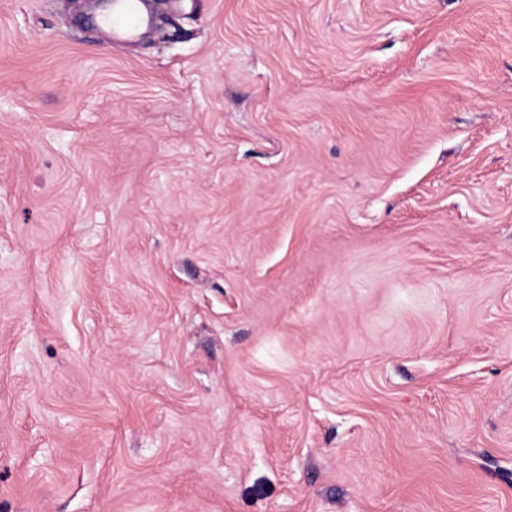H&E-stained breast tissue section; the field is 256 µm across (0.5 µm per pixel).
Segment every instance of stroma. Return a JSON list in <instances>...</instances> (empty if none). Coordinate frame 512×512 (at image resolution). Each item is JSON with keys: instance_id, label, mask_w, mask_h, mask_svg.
Wrapping results in <instances>:
<instances>
[{"instance_id": "1", "label": "stroma", "mask_w": 512, "mask_h": 512, "mask_svg": "<svg viewBox=\"0 0 512 512\" xmlns=\"http://www.w3.org/2000/svg\"><path fill=\"white\" fill-rule=\"evenodd\" d=\"M0 512H512V0H0ZM143 1L145 0H121L120 5L113 6L112 11L102 19L106 32L111 36L137 32L144 23Z\"/></svg>"}]
</instances>
